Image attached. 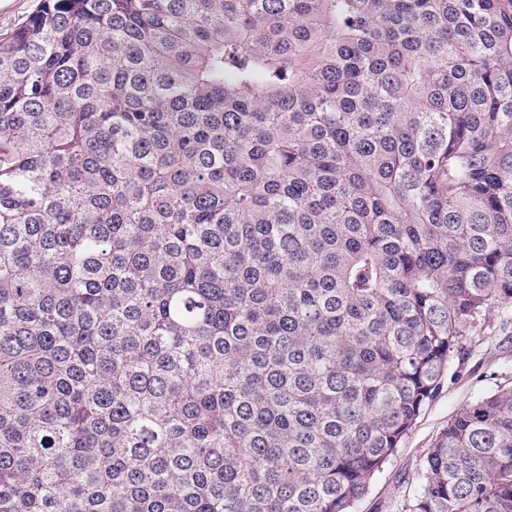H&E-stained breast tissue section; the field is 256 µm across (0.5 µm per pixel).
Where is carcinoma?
Listing matches in <instances>:
<instances>
[{"mask_svg":"<svg viewBox=\"0 0 512 512\" xmlns=\"http://www.w3.org/2000/svg\"><path fill=\"white\" fill-rule=\"evenodd\" d=\"M512 307V0H43L0 39V512H353ZM408 512H512V388Z\"/></svg>","mask_w":512,"mask_h":512,"instance_id":"carcinoma-1","label":"carcinoma"}]
</instances>
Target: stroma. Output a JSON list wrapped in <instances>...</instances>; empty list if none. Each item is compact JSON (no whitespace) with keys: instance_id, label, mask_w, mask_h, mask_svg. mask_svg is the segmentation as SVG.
Wrapping results in <instances>:
<instances>
[{"instance_id":"stroma-1","label":"stroma","mask_w":512,"mask_h":512,"mask_svg":"<svg viewBox=\"0 0 512 512\" xmlns=\"http://www.w3.org/2000/svg\"><path fill=\"white\" fill-rule=\"evenodd\" d=\"M512 387V324L494 312L475 331L462 356L448 367L440 396L428 404L400 448L378 472L354 512H404L421 461L460 407L500 388Z\"/></svg>"}]
</instances>
